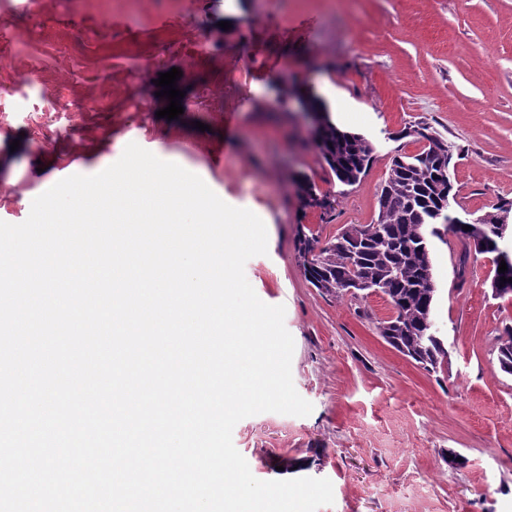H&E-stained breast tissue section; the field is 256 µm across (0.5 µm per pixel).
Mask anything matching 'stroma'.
I'll return each mask as SVG.
<instances>
[{
	"instance_id": "obj_1",
	"label": "stroma",
	"mask_w": 512,
	"mask_h": 512,
	"mask_svg": "<svg viewBox=\"0 0 512 512\" xmlns=\"http://www.w3.org/2000/svg\"><path fill=\"white\" fill-rule=\"evenodd\" d=\"M174 67L184 112L168 120L155 81ZM301 93L374 145L360 183L340 185L310 146ZM421 122L453 147L460 216L512 203V0H8L0 11V220L23 222L37 196L101 172L132 142L257 214L268 252L245 276L284 306L293 383L313 410L247 417L233 443L257 479H329L334 502L319 512H512V375L497 364L512 295L493 294L492 255L433 239L448 366L430 373L380 336L394 315L382 292L324 294L296 249L300 228L325 242L376 220L392 157L421 148L398 133ZM300 173L331 210L302 208Z\"/></svg>"
}]
</instances>
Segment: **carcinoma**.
I'll list each match as a JSON object with an SVG mask.
<instances>
[{
  "mask_svg": "<svg viewBox=\"0 0 512 512\" xmlns=\"http://www.w3.org/2000/svg\"><path fill=\"white\" fill-rule=\"evenodd\" d=\"M318 120L310 134L311 144L336 181L345 186L359 183L373 162L374 147L364 136L344 131L330 118L326 104L312 99ZM431 127L417 124L403 128L398 136L427 141L417 153L397 154L378 199V215L371 224H349L335 238L320 245L313 232L300 231L297 250L309 283L324 293L341 297L354 287L379 290L394 310V316L379 327L380 336L398 352L428 372L448 362V350L432 323L435 279L431 239L445 232L454 234L465 248L477 254L494 255L491 287L498 295L512 294V266L501 274V238L490 229L503 223V206L483 215L469 230L454 223L450 200L456 195L448 176L452 147L444 139L427 135ZM297 195L305 208L328 210L332 201L306 175L296 179ZM507 278V282L500 278ZM499 344V369L512 374V329Z\"/></svg>",
  "mask_w": 512,
  "mask_h": 512,
  "instance_id": "carcinoma-1",
  "label": "carcinoma"
}]
</instances>
